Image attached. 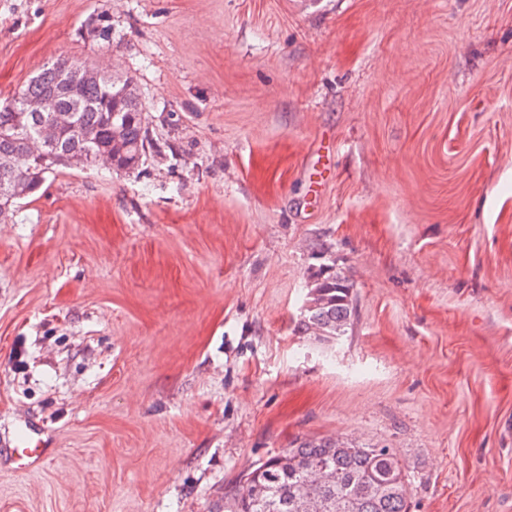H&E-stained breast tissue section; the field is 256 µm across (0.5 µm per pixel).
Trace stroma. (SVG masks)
I'll return each mask as SVG.
<instances>
[{"label":"stroma","instance_id":"35a3bbf8","mask_svg":"<svg viewBox=\"0 0 512 512\" xmlns=\"http://www.w3.org/2000/svg\"><path fill=\"white\" fill-rule=\"evenodd\" d=\"M59 57L131 76L162 154L0 220V512H223L310 437L394 448L410 512H512V0H0L1 94ZM299 329L324 341L345 332L353 315V286L336 264H322L312 274ZM14 448L17 459L21 462L20 467L24 469L32 467L43 457V449L32 444V436L28 432H25L16 440Z\"/></svg>","mask_w":512,"mask_h":512}]
</instances>
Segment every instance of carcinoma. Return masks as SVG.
Instances as JSON below:
<instances>
[{
  "instance_id": "obj_1",
  "label": "carcinoma",
  "mask_w": 512,
  "mask_h": 512,
  "mask_svg": "<svg viewBox=\"0 0 512 512\" xmlns=\"http://www.w3.org/2000/svg\"><path fill=\"white\" fill-rule=\"evenodd\" d=\"M60 58L0 104V210L15 211L38 188L44 174L70 169L76 155L109 154L114 171L128 172L153 148L144 120L141 94L118 70L101 80L77 83L61 91L66 65ZM28 97H41L49 112H26ZM43 117L55 119L56 146L45 156L28 150ZM353 315V286L336 264L312 274L299 329L324 341L343 335ZM320 464L333 470L316 484L309 472ZM409 474L394 449L353 444L340 438L304 439L292 448L258 461L224 491V512H408Z\"/></svg>"
}]
</instances>
